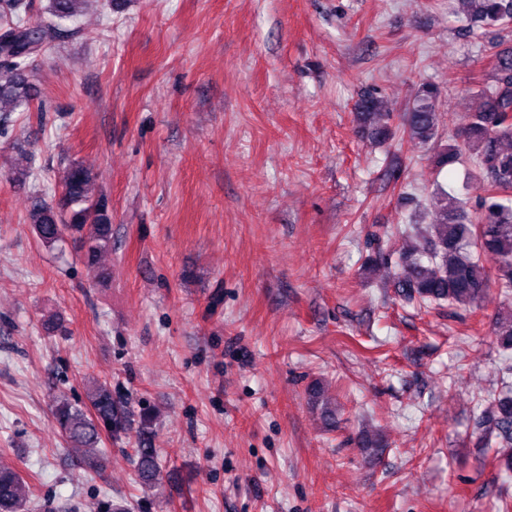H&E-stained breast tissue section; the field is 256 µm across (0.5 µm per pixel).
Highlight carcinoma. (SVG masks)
Segmentation results:
<instances>
[{"label": "carcinoma", "instance_id": "1", "mask_svg": "<svg viewBox=\"0 0 512 512\" xmlns=\"http://www.w3.org/2000/svg\"><path fill=\"white\" fill-rule=\"evenodd\" d=\"M89 0H48L44 14L29 15L28 0H0V114L8 122V112L28 107L33 85L27 75V60L51 45L65 22L81 15ZM468 4V33L481 29L512 32V0H462ZM440 86L421 84L398 122L382 108L372 92L361 95L356 104L357 120L363 135L383 143L405 138L418 143L430 154L433 167L440 171L458 163L468 154L476 164L477 180L492 187L474 215L466 203L444 191L430 198L436 220L420 232V249L401 253L396 262L395 288L407 303L420 307H479L490 288L482 258L497 264V284L502 306L493 321V333L503 355L500 368L502 388L490 395L486 409L495 431V445L502 453L495 457L497 467L512 471V47L493 55L491 80L478 92V108L456 135L443 143L439 132L437 105ZM94 173L73 163L60 175L61 199L53 207L39 197L30 198L28 220L42 244L53 247L71 238L81 260L95 279L107 277L99 265V255L112 246V212L105 199H95L90 188ZM82 407L63 397L54 405L53 415L62 436L83 457H99L101 430L123 429L125 411L112 399V389L96 385ZM310 400L320 407L330 426L336 423V407L323 400L322 387L310 388ZM136 469L141 478L157 475V451L135 449ZM28 493L26 482L14 468L0 465V512H22Z\"/></svg>", "mask_w": 512, "mask_h": 512}]
</instances>
